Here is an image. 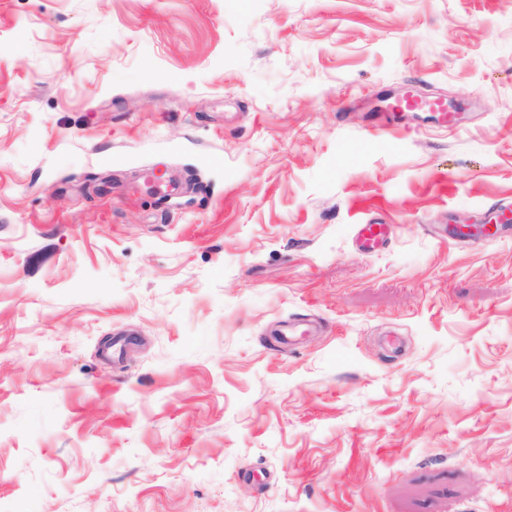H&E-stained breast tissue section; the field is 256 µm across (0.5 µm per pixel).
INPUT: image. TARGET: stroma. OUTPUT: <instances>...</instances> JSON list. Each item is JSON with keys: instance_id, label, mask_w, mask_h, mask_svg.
Segmentation results:
<instances>
[{"instance_id": "35a3bbf8", "label": "stroma", "mask_w": 512, "mask_h": 512, "mask_svg": "<svg viewBox=\"0 0 512 512\" xmlns=\"http://www.w3.org/2000/svg\"><path fill=\"white\" fill-rule=\"evenodd\" d=\"M509 202L512 0H0V502L512 512ZM400 113L409 112H433L438 114L437 119L439 121L448 123L452 122L456 124V116L453 112H448V106L446 102H440L436 100L427 101H412L405 102L399 110ZM395 225L386 224L380 219H369L365 223L353 225L355 248L365 254H375L385 248L394 237Z\"/></svg>"}]
</instances>
